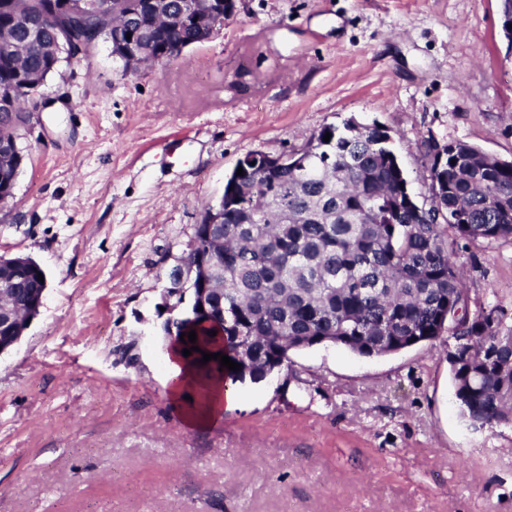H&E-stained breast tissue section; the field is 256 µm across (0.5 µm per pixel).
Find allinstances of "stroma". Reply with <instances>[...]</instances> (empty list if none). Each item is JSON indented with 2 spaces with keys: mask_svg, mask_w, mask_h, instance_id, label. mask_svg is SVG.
Masks as SVG:
<instances>
[{
  "mask_svg": "<svg viewBox=\"0 0 512 512\" xmlns=\"http://www.w3.org/2000/svg\"><path fill=\"white\" fill-rule=\"evenodd\" d=\"M501 0H236L210 41L123 73L106 42L62 64L16 132L0 254L48 288L0 354V512H512V426L477 429L453 337L383 357L333 345L233 381L188 427L160 324L164 274L238 159L328 125L389 130L413 192L433 146L512 160ZM468 312L512 323V241L463 249ZM234 402V393L226 382L211 383L207 386V405L202 413H184V420L191 426H205Z\"/></svg>",
  "mask_w": 512,
  "mask_h": 512,
  "instance_id": "35a3bbf8",
  "label": "stroma"
}]
</instances>
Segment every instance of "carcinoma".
<instances>
[{
  "mask_svg": "<svg viewBox=\"0 0 512 512\" xmlns=\"http://www.w3.org/2000/svg\"><path fill=\"white\" fill-rule=\"evenodd\" d=\"M129 0H103L105 9L56 17L41 15L50 0H0V29L21 11L43 16L42 41L24 53L26 75L44 70L46 47L62 36L81 42L92 34L112 40V26ZM155 18L137 20V40L156 42ZM176 44L208 41V28L187 26L172 33ZM17 78L0 47V87ZM37 105L26 102L13 122L0 119V141L10 140ZM331 134L324 141L325 134ZM376 126L349 119L323 128L307 146L302 165L270 181L253 178L255 214L235 207L224 187V259L213 272L233 325L193 327L196 345L187 360L205 377L237 378L219 371L220 360L202 365V353H223L252 374L279 364L289 352L330 339L359 356H385L452 333L443 328L448 310L466 302L457 249L460 242L492 244L512 239V169L489 165L479 151L457 141L433 154L430 205L407 192V179ZM41 270L32 272L18 304L39 297ZM461 326L472 352L462 369H450L455 397L470 423L512 425V376L503 377L488 353L512 361V326L493 313ZM224 331V337L209 331Z\"/></svg>",
  "mask_w": 512,
  "mask_h": 512,
  "instance_id": "carcinoma-1",
  "label": "carcinoma"
}]
</instances>
